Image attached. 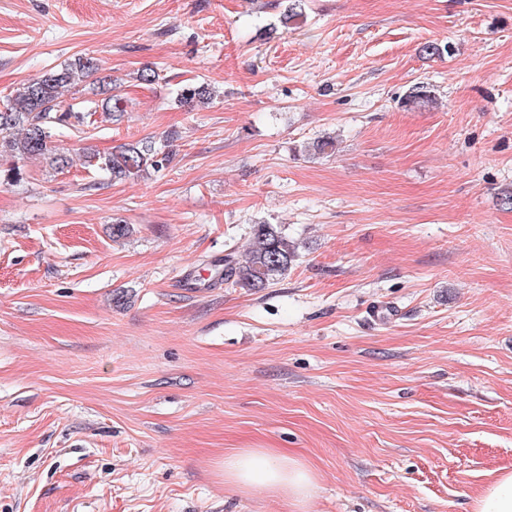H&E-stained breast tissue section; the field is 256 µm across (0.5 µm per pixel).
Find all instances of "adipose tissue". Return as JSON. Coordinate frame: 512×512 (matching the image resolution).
Here are the masks:
<instances>
[{
    "instance_id": "adipose-tissue-1",
    "label": "adipose tissue",
    "mask_w": 512,
    "mask_h": 512,
    "mask_svg": "<svg viewBox=\"0 0 512 512\" xmlns=\"http://www.w3.org/2000/svg\"><path fill=\"white\" fill-rule=\"evenodd\" d=\"M226 485L245 493L287 494L305 505L316 487L313 469L275 448H240L225 454L221 464Z\"/></svg>"
}]
</instances>
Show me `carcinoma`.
I'll return each mask as SVG.
<instances>
[{"mask_svg": "<svg viewBox=\"0 0 512 512\" xmlns=\"http://www.w3.org/2000/svg\"><path fill=\"white\" fill-rule=\"evenodd\" d=\"M87 80L101 95L102 113L114 122L122 118V99L112 94L115 79L93 57L78 58L21 84L0 108V157L12 158L5 179L21 175L19 163L50 154L56 129L85 123L86 113L74 109V105L61 108V96L64 90ZM215 96L211 85L191 83L182 86L176 98L183 105L202 106L211 103ZM88 159L98 169L112 174V179L123 180L161 168L170 162L171 156L159 154L152 142L145 141L123 143L110 153H94ZM297 256L298 243L289 239L280 225L257 224L252 247L239 257H224V280L241 288L264 289L280 280Z\"/></svg>", "mask_w": 512, "mask_h": 512, "instance_id": "carcinoma-1", "label": "carcinoma"}]
</instances>
